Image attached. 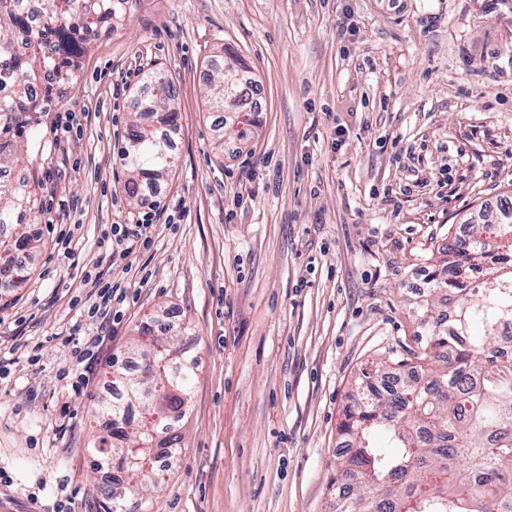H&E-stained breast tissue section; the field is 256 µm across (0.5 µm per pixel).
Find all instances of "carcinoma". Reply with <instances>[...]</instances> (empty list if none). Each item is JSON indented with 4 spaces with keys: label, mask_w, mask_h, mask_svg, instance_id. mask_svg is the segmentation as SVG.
Instances as JSON below:
<instances>
[{
    "label": "carcinoma",
    "mask_w": 512,
    "mask_h": 512,
    "mask_svg": "<svg viewBox=\"0 0 512 512\" xmlns=\"http://www.w3.org/2000/svg\"><path fill=\"white\" fill-rule=\"evenodd\" d=\"M127 0H49L37 26H30L22 0H0V55L11 52L25 36L28 52L14 57L11 69L0 72V169L19 161L49 111L53 85L39 97L26 94L23 78L39 81L46 71L67 80L96 28L112 30L123 18ZM235 66H220L211 104L222 111L225 84L236 83ZM151 104L130 125L123 150L128 178L124 189L140 200L144 185L167 175L172 165L167 144L146 119L164 113L175 120L171 107L174 87L148 75ZM40 201L29 181L0 180V224L34 221ZM37 241L25 235L11 244L0 242L3 288L27 280V267L15 252L32 255ZM448 278L435 280L436 303L422 306V334L408 356L424 362L423 380L412 379L393 394L381 386L385 376L364 373L356 381V399L345 411L342 435L351 438L353 453L339 465L347 492L336 500L335 512H512V337L499 327L512 322V220L478 224L465 246L448 248L443 259ZM177 353L162 339L152 340L145 352L142 380L126 382L128 394L142 396L147 384L158 392L145 413L153 422L128 431L119 426L123 409L104 406L111 418L110 438L90 449L98 468L120 462L135 486L154 483L146 470L157 438L171 445L177 436L159 431L161 420L184 406L194 375L175 362Z\"/></svg>",
    "instance_id": "carcinoma-1"
}]
</instances>
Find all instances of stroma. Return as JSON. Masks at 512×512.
I'll return each mask as SVG.
<instances>
[{
	"label": "stroma",
	"instance_id": "stroma-1",
	"mask_svg": "<svg viewBox=\"0 0 512 512\" xmlns=\"http://www.w3.org/2000/svg\"><path fill=\"white\" fill-rule=\"evenodd\" d=\"M236 58L257 122L221 142L206 75ZM151 73L178 118L156 126L174 165L144 191L146 250L118 146ZM56 91L12 168L43 211L0 228L42 244L0 288V512H103L89 450L110 365L137 370L147 322L196 372L147 512H333L356 380L407 373L429 274L512 198V0H134ZM116 224L130 255L113 261L98 241ZM95 275L127 289L102 332ZM96 334L68 390L59 371Z\"/></svg>",
	"mask_w": 512,
	"mask_h": 512
}]
</instances>
